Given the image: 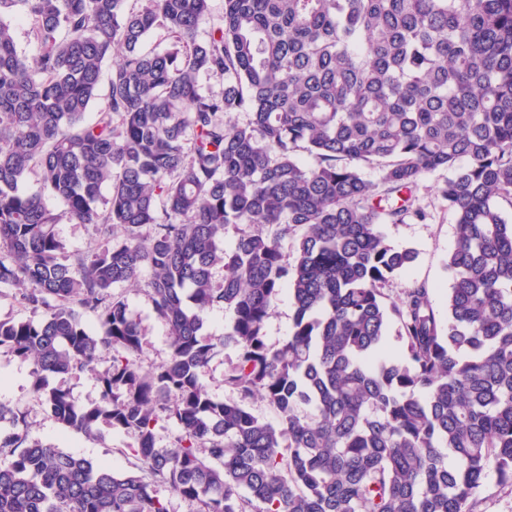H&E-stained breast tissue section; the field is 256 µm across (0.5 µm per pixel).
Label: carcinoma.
Listing matches in <instances>:
<instances>
[{
    "instance_id": "1",
    "label": "carcinoma",
    "mask_w": 512,
    "mask_h": 512,
    "mask_svg": "<svg viewBox=\"0 0 512 512\" xmlns=\"http://www.w3.org/2000/svg\"><path fill=\"white\" fill-rule=\"evenodd\" d=\"M209 22L210 0H0V287L34 315L0 319V346L63 428L134 436L117 473L30 439L0 404V512H168L162 487L195 512H477L490 474L512 486V0H224L202 39ZM202 74L222 92L201 94ZM441 171L444 320L426 282L384 292L416 258L384 226L424 218L413 193ZM46 196L107 246L65 251ZM146 270L171 349L149 371L113 293ZM285 291L294 320L274 348ZM215 307L224 335L205 338ZM229 346L224 401L201 375ZM105 355L100 402L49 385ZM162 422L174 449L157 447ZM11 24L18 51L26 56L36 54L38 44L29 33V26L24 15L21 12L15 13L11 18ZM293 322V307L284 295L276 302L274 311L267 321L265 332L269 345L277 347L288 337Z\"/></svg>"
}]
</instances>
